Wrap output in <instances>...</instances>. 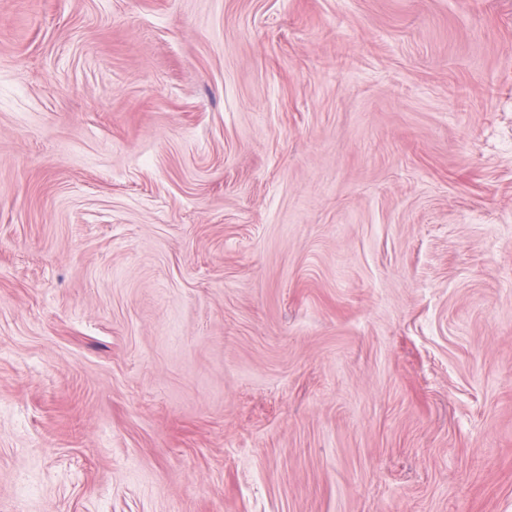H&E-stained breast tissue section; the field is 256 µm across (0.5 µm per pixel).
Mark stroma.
Here are the masks:
<instances>
[{
	"label": "stroma",
	"mask_w": 512,
	"mask_h": 512,
	"mask_svg": "<svg viewBox=\"0 0 512 512\" xmlns=\"http://www.w3.org/2000/svg\"><path fill=\"white\" fill-rule=\"evenodd\" d=\"M0 512H512V0H0Z\"/></svg>",
	"instance_id": "1"
}]
</instances>
